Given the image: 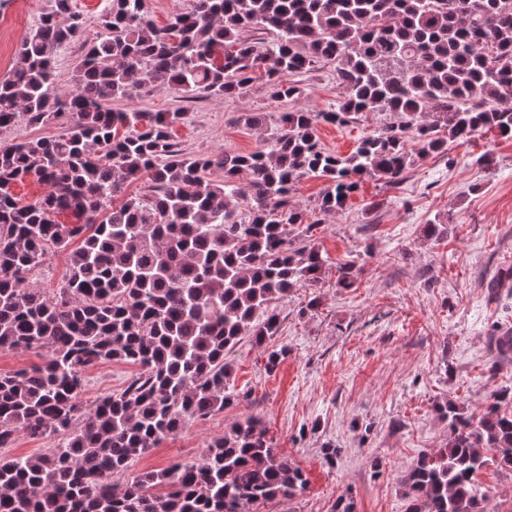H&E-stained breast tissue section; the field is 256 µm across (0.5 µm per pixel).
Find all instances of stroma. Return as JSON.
I'll use <instances>...</instances> for the list:
<instances>
[{
  "label": "stroma",
  "mask_w": 512,
  "mask_h": 512,
  "mask_svg": "<svg viewBox=\"0 0 512 512\" xmlns=\"http://www.w3.org/2000/svg\"><path fill=\"white\" fill-rule=\"evenodd\" d=\"M50 0H0V77L18 58L23 39ZM84 21L79 41L58 53L55 82L71 86L86 44L96 41L110 0H72ZM299 107L320 112L345 96L334 66L319 63L299 78ZM126 112L185 111L171 136L183 157L264 149L262 138L239 122L243 112H285L264 79L227 99H186L161 89L116 102ZM391 112L356 116L345 126L318 125L322 146L350 154L358 142L399 122ZM396 187L364 179L339 214L318 210L327 182L303 177L289 196L306 211L310 236L327 260L322 280L301 285L276 303L281 326L264 345L243 339L229 353L233 403L204 420L190 421L176 436L136 463L160 470L199 459L207 443L232 422L262 420L280 453L300 467L306 490L249 512H333L338 498L356 512H405L404 475L424 453L444 447L448 422L437 405L452 401L480 416L497 390H512V353L490 344L492 328L512 333V140L494 133L449 142L445 151L419 157ZM494 162L478 164L481 154ZM446 231L426 238L429 220ZM356 262L353 287L336 285L338 269ZM505 276L496 292L491 278ZM278 351L276 367L268 354ZM138 372L123 362L90 369L85 399L122 389ZM335 452L328 461L327 452ZM478 481L489 512H512V471L488 463Z\"/></svg>",
  "instance_id": "stroma-1"
}]
</instances>
